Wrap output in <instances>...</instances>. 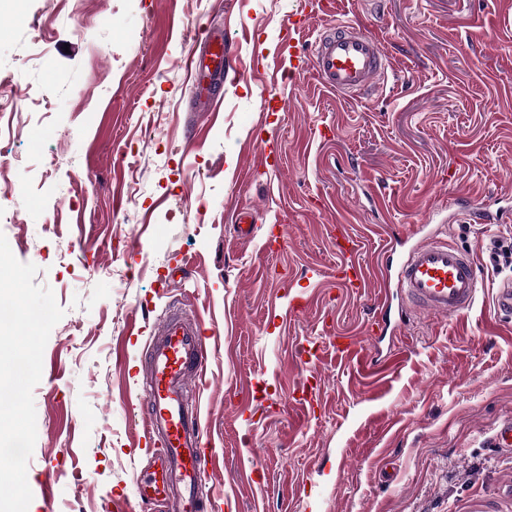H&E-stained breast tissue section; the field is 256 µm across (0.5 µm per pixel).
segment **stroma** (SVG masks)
Wrapping results in <instances>:
<instances>
[{
	"mask_svg": "<svg viewBox=\"0 0 512 512\" xmlns=\"http://www.w3.org/2000/svg\"><path fill=\"white\" fill-rule=\"evenodd\" d=\"M355 19L393 70L348 100L312 79L311 46ZM212 25L236 75L214 121L185 68ZM257 45L293 69L275 91ZM0 82L20 91L0 106V233L65 311L33 390L28 512H137L128 371L153 326L196 309L216 319L199 403L221 512H512V321L493 308L512 268L491 245L512 232V0H0ZM460 195L503 212L446 225L478 299L452 317L400 305L372 343L375 295L337 279L334 226L374 277ZM335 335L358 356L337 359Z\"/></svg>",
	"mask_w": 512,
	"mask_h": 512,
	"instance_id": "obj_1",
	"label": "stroma"
}]
</instances>
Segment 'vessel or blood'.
I'll use <instances>...</instances> for the list:
<instances>
[{"instance_id": "vessel-or-blood-1", "label": "vessel or blood", "mask_w": 512, "mask_h": 512, "mask_svg": "<svg viewBox=\"0 0 512 512\" xmlns=\"http://www.w3.org/2000/svg\"><path fill=\"white\" fill-rule=\"evenodd\" d=\"M200 45V52L187 58L186 71L195 85L198 111L211 113L217 105L214 89L229 75L224 36L204 31ZM311 61L316 82L343 97L373 89L385 81L390 68L377 41L354 22L323 30ZM455 216L476 224L500 219L499 211L473 207L465 199L457 203ZM478 288V267L471 253L448 240L427 238L412 245L396 275H382L378 308L390 312L399 297L422 311L457 316L471 308ZM210 362L201 315L175 313L154 327L147 369L138 379L146 407L142 452L150 460L136 481L141 504L168 501L177 512H215L197 487L202 470L216 464L206 452L198 403Z\"/></svg>"}]
</instances>
